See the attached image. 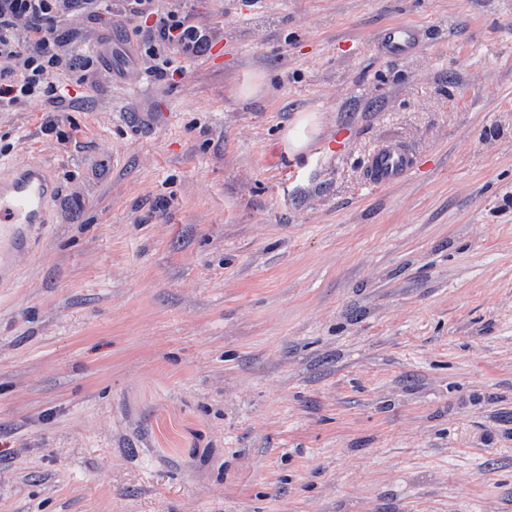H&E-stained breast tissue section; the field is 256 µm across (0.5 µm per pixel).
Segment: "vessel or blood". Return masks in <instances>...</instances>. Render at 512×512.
<instances>
[{
    "label": "vessel or blood",
    "mask_w": 512,
    "mask_h": 512,
    "mask_svg": "<svg viewBox=\"0 0 512 512\" xmlns=\"http://www.w3.org/2000/svg\"><path fill=\"white\" fill-rule=\"evenodd\" d=\"M422 31L408 23H393L375 39L376 52L405 59L416 54ZM418 165L406 149L387 143L367 160V183L375 190L388 188ZM55 181L51 169L36 161L18 166L0 165V286L13 275L19 262L33 255L29 241L35 228L50 223Z\"/></svg>",
    "instance_id": "vessel-or-blood-1"
}]
</instances>
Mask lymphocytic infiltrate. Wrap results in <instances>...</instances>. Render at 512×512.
Instances as JSON below:
<instances>
[{"mask_svg": "<svg viewBox=\"0 0 512 512\" xmlns=\"http://www.w3.org/2000/svg\"><path fill=\"white\" fill-rule=\"evenodd\" d=\"M113 0H0V112H17L35 102L56 103L67 80L86 82L98 73L96 56L83 53L70 23L99 19ZM127 19H151L136 41L147 71L172 78L173 60L203 54L213 43L208 25L195 20L185 4L162 11L155 0H120Z\"/></svg>", "mask_w": 512, "mask_h": 512, "instance_id": "lymphocytic-infiltrate-1", "label": "lymphocytic infiltrate"}]
</instances>
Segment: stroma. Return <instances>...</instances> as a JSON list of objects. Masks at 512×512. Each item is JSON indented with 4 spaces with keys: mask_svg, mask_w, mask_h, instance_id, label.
<instances>
[{
    "mask_svg": "<svg viewBox=\"0 0 512 512\" xmlns=\"http://www.w3.org/2000/svg\"><path fill=\"white\" fill-rule=\"evenodd\" d=\"M193 4L173 80L80 18L118 53L66 138L0 112L58 186L0 288V512H512V0ZM387 141L423 165L367 190ZM421 44V29L409 23H392L374 40V48L378 54L401 59L416 54Z\"/></svg>",
    "mask_w": 512,
    "mask_h": 512,
    "instance_id": "stroma-1",
    "label": "stroma"
}]
</instances>
